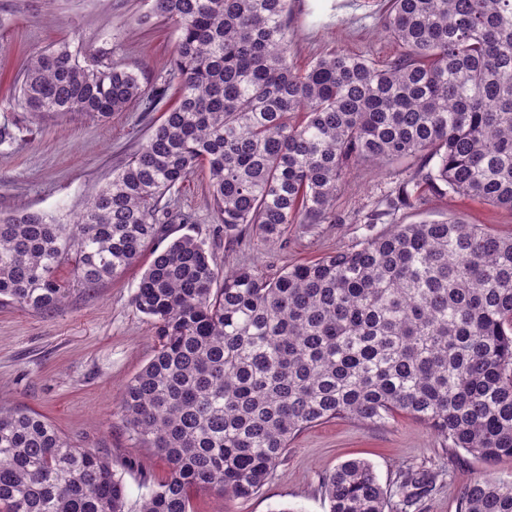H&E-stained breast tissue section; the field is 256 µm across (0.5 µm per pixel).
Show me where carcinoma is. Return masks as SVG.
<instances>
[{"label": "carcinoma", "instance_id": "cac0c4a2", "mask_svg": "<svg viewBox=\"0 0 512 512\" xmlns=\"http://www.w3.org/2000/svg\"><path fill=\"white\" fill-rule=\"evenodd\" d=\"M177 39L153 90L114 63L89 68L69 45L33 55L17 87L32 114L108 117L164 110L146 141L62 223L20 206L0 214V299L59 307L72 262L85 288L123 274L164 241L169 201L205 173L224 237L264 245L290 224L336 223L351 166L420 158L386 200L419 189L512 210V0H388L384 64L333 50L292 63L288 0H154ZM136 309L156 330L151 360L125 386L121 418L169 477L139 512H191L207 489L248 498L290 440L327 419L427 424L448 447L512 458V235L460 217L393 224L272 277L221 270L185 234L142 275ZM393 485L409 507L429 488ZM328 512H395L374 467L322 477ZM112 458L67 440L45 417L0 407V512H126ZM458 512H512V478L467 483Z\"/></svg>", "mask_w": 512, "mask_h": 512}]
</instances>
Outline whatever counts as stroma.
I'll use <instances>...</instances> for the list:
<instances>
[{
  "label": "stroma",
  "mask_w": 512,
  "mask_h": 512,
  "mask_svg": "<svg viewBox=\"0 0 512 512\" xmlns=\"http://www.w3.org/2000/svg\"><path fill=\"white\" fill-rule=\"evenodd\" d=\"M153 0H0V78L20 80L30 56L69 42L89 64L120 62L138 72L144 88L170 67L177 34L152 14ZM386 0H289L288 27L296 68L334 49L383 62L397 45L381 31ZM157 113L139 105L102 119L81 113L22 111L0 88V125L15 124L19 139L0 147V212L18 205L49 215L74 216L87 197L147 139ZM416 167L415 161L351 170L336 198L334 224L291 225L283 240L267 247L246 230L233 241L219 232L207 190L196 173L183 183L173 211L192 214L189 224L167 225L168 238L191 234L206 242L219 266L249 267L271 275L282 267L317 259L355 243L366 233L364 217ZM458 216L512 234V210L467 196L426 193L421 204L400 209L390 223L413 224ZM153 259L144 250L135 266L93 289L74 285L65 303L47 313L0 305V405L22 408L50 420L74 444L112 457L127 491V512H139L149 487L169 475L153 449L131 439L120 416L121 394L153 357L152 322L132 303L140 277ZM371 463L382 486L397 471L435 473V489L416 512H458L462 487L487 474L512 477V459L494 464L459 452L448 466L444 444L421 421L400 416L386 426L332 419L296 435L262 489L249 498L192 495L193 512H327L321 479L348 460Z\"/></svg>",
  "instance_id": "1"
}]
</instances>
